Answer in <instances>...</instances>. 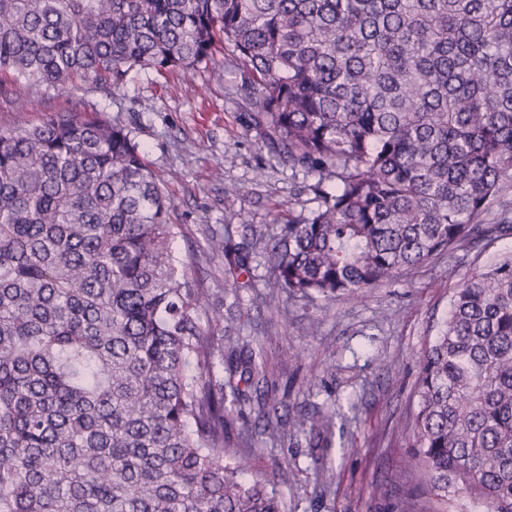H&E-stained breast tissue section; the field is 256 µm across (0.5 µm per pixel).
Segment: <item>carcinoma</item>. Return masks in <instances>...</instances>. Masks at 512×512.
I'll return each instance as SVG.
<instances>
[{
	"instance_id": "1",
	"label": "carcinoma",
	"mask_w": 512,
	"mask_h": 512,
	"mask_svg": "<svg viewBox=\"0 0 512 512\" xmlns=\"http://www.w3.org/2000/svg\"><path fill=\"white\" fill-rule=\"evenodd\" d=\"M222 54L268 151L317 178L265 264L347 296L512 234V0H0V96ZM172 203L130 131L54 112L0 131V512H282L224 449ZM224 248L225 282L253 247ZM411 460L437 507L512 512V254L472 272L417 356ZM319 439L333 415L295 420Z\"/></svg>"
}]
</instances>
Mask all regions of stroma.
Returning a JSON list of instances; mask_svg holds the SVG:
<instances>
[{"label": "stroma", "instance_id": "35a3bbf8", "mask_svg": "<svg viewBox=\"0 0 512 512\" xmlns=\"http://www.w3.org/2000/svg\"><path fill=\"white\" fill-rule=\"evenodd\" d=\"M59 110L98 112L127 126L144 149L172 201L177 255L205 300L199 317L224 313L212 328L216 370L228 345L259 352L283 418L320 408L335 419L329 446L295 427L272 433L258 414L253 382L243 380L246 401L227 407L228 448L249 472L269 478L283 512H400L406 490L396 475L413 442L401 422L415 408L417 355L438 335L453 291L473 269L512 253V235L479 252L444 256L358 303L288 297L259 253L250 281L231 288L214 243L264 246L280 222L313 207L314 180L272 158L250 130L223 58L192 79L136 69L117 88L90 78L67 91L36 87L21 112L1 97L0 130L38 124ZM236 184L248 194L230 195Z\"/></svg>", "mask_w": 512, "mask_h": 512}]
</instances>
